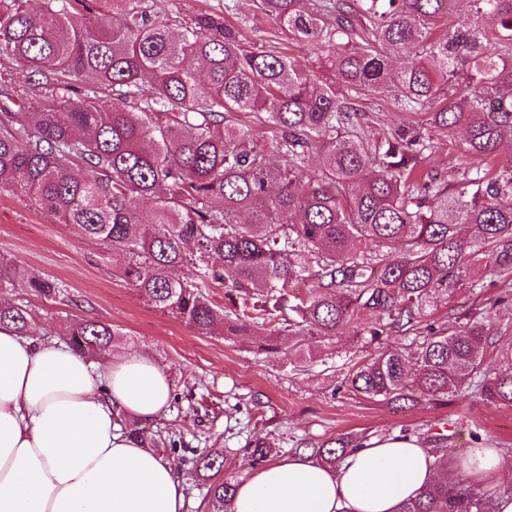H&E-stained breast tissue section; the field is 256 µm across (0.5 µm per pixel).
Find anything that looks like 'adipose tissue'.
Listing matches in <instances>:
<instances>
[{"instance_id": "adipose-tissue-1", "label": "adipose tissue", "mask_w": 512, "mask_h": 512, "mask_svg": "<svg viewBox=\"0 0 512 512\" xmlns=\"http://www.w3.org/2000/svg\"><path fill=\"white\" fill-rule=\"evenodd\" d=\"M169 402L151 356L100 363L0 328V512H185L172 461L121 428ZM510 470L496 449L475 448L460 474L494 483ZM441 475L415 438L387 436L335 468L300 453L246 471L233 512H398Z\"/></svg>"}]
</instances>
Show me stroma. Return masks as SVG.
I'll list each match as a JSON object with an SVG mask.
<instances>
[{
  "instance_id": "35a3bbf8",
  "label": "stroma",
  "mask_w": 512,
  "mask_h": 512,
  "mask_svg": "<svg viewBox=\"0 0 512 512\" xmlns=\"http://www.w3.org/2000/svg\"><path fill=\"white\" fill-rule=\"evenodd\" d=\"M356 103L373 135L409 121L387 95L365 90ZM1 259L64 285L52 299L14 289L13 299L37 314L35 337L59 342L67 320L97 321L119 333L117 351L164 364L170 404L142 429L177 443L173 458L185 485L186 512H209L210 481L194 471L192 458L212 448L223 449L222 474L234 483L248 469L245 449L258 443L278 458L340 437L363 443L406 435L425 447L447 449L452 461L477 445L512 457V408L472 394L402 408L343 388L348 369L377 351L351 327L332 338H314L289 333L279 319L251 324L241 336L199 333L140 300L122 279L116 253L12 194L0 195ZM470 277L483 281L482 290L434 295L421 322L398 336L407 350H416L428 328L459 330L466 314L483 313L491 333L485 361L500 367L512 349V298L503 297L504 290H512V276L491 277L477 268ZM271 342L278 353L267 352Z\"/></svg>"
}]
</instances>
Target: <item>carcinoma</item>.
Segmentation results:
<instances>
[{"label": "carcinoma", "instance_id": "obj_1", "mask_svg": "<svg viewBox=\"0 0 512 512\" xmlns=\"http://www.w3.org/2000/svg\"><path fill=\"white\" fill-rule=\"evenodd\" d=\"M252 2L240 23L267 19L291 44L325 52L334 81L317 82L287 48L244 43L227 21L239 17V0L196 15L176 37L148 0L3 3L0 60L22 91L0 92V194L20 193L121 252L136 295L202 334L273 319L289 284L307 275L313 291L289 306L288 329L333 337L369 312L383 320L367 330L377 342L385 325L423 316L433 294L477 287L471 269L511 275L512 171L466 165L453 182L423 180L430 138L403 127L370 142L350 92L392 95L464 157L496 155L512 137V0H470L472 16L436 40L429 26L448 0ZM401 55L413 60L396 68ZM241 112L268 130L281 162L234 117ZM370 244L402 253L391 259ZM175 268L188 272L174 277ZM214 286L234 311L210 300ZM12 288L49 297L64 285L0 261V325L28 336L33 315L8 299ZM66 336L92 355L116 343L110 326L91 320L70 323ZM489 339L481 320L431 327L412 353L385 342L342 385L390 404L471 391L512 407V351L488 370ZM349 445L338 438L313 452L333 468ZM270 455L258 443L247 461ZM193 465L211 472L213 512H232L236 484L220 477L222 454L198 453ZM399 512H494V496L438 480Z\"/></svg>", "mask_w": 512, "mask_h": 512}]
</instances>
